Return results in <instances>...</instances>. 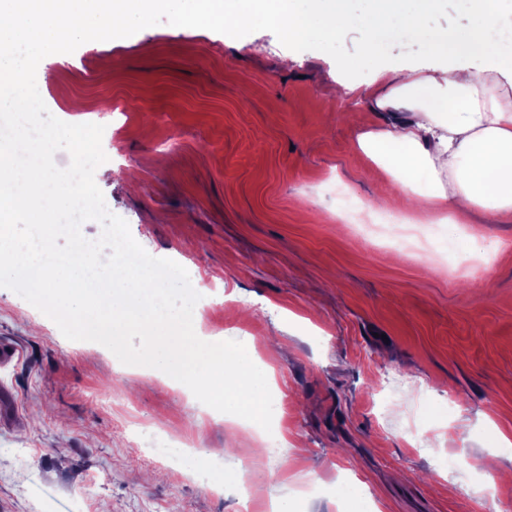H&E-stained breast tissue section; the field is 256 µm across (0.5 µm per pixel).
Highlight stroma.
<instances>
[{"mask_svg": "<svg viewBox=\"0 0 512 512\" xmlns=\"http://www.w3.org/2000/svg\"><path fill=\"white\" fill-rule=\"evenodd\" d=\"M437 63L395 33L370 51L358 24L295 44L259 18L195 29L170 10L39 63L58 119L113 108L95 173L108 209L187 270L210 307L195 332L244 344L277 406L269 439L230 443L235 419L0 288V341L18 349L0 363V512H237V480L215 496L144 456L173 437L232 446L224 467L250 461L260 505L512 512V221L393 227L411 204L354 151L382 118L352 85ZM464 472L482 495L461 494Z\"/></svg>", "mask_w": 512, "mask_h": 512, "instance_id": "stroma-1", "label": "stroma"}]
</instances>
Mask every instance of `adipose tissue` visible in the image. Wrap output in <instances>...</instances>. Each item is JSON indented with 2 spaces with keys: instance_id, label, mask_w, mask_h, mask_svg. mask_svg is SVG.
Listing matches in <instances>:
<instances>
[{
  "instance_id": "adipose-tissue-1",
  "label": "adipose tissue",
  "mask_w": 512,
  "mask_h": 512,
  "mask_svg": "<svg viewBox=\"0 0 512 512\" xmlns=\"http://www.w3.org/2000/svg\"><path fill=\"white\" fill-rule=\"evenodd\" d=\"M177 0H0V109L27 96L34 62L55 57L62 43L88 32L120 35L129 16L173 8ZM190 0L184 23L237 27L261 17L291 43L304 42L310 19L327 35L364 22L371 48L390 31L416 41L441 0H366L357 17L352 0ZM474 21L467 33L442 31L430 39L443 64L430 72L379 66L360 91L383 127L354 143L376 176L395 180L402 195L468 223L481 210L512 219V32L498 24L508 0H462ZM482 63L472 71L468 59ZM427 185H419V174Z\"/></svg>"
}]
</instances>
